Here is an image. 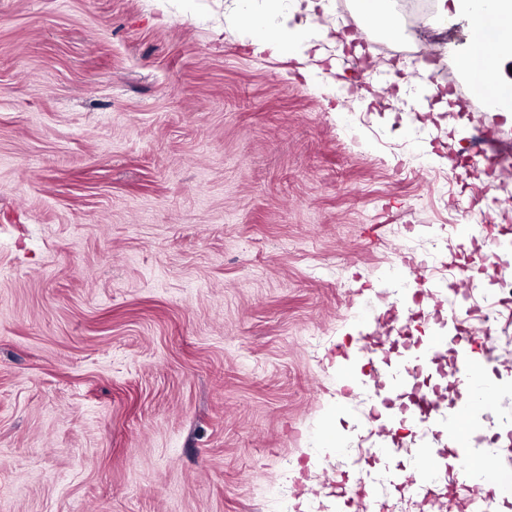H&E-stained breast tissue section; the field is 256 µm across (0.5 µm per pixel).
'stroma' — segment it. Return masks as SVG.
Returning a JSON list of instances; mask_svg holds the SVG:
<instances>
[{"label": "stroma", "instance_id": "1", "mask_svg": "<svg viewBox=\"0 0 512 512\" xmlns=\"http://www.w3.org/2000/svg\"><path fill=\"white\" fill-rule=\"evenodd\" d=\"M239 0H0V512H336L354 464L378 473L373 382L340 375L388 317L430 336L446 303L405 292L411 258L459 271L455 225L512 112L467 94L470 22L431 26L433 57L377 53L410 85L458 87L465 122L362 105L337 72L254 53ZM414 248H403L404 240ZM499 359L475 435L512 512V302L461 286Z\"/></svg>", "mask_w": 512, "mask_h": 512}]
</instances>
